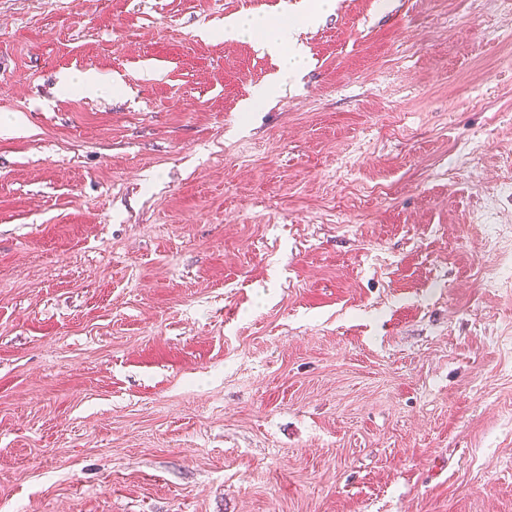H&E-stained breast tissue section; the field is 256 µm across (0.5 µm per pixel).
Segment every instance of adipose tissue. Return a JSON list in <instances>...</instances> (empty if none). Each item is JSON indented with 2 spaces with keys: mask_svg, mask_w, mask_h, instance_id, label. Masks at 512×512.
Instances as JSON below:
<instances>
[{
  "mask_svg": "<svg viewBox=\"0 0 512 512\" xmlns=\"http://www.w3.org/2000/svg\"><path fill=\"white\" fill-rule=\"evenodd\" d=\"M286 29V24L264 18L240 17L225 22L222 35L228 41L260 36L264 50L280 62L277 81L282 84L303 65V55L299 49L289 45Z\"/></svg>",
  "mask_w": 512,
  "mask_h": 512,
  "instance_id": "ef3b65f1",
  "label": "adipose tissue"
}]
</instances>
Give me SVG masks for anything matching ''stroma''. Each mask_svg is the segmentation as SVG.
Returning a JSON list of instances; mask_svg holds the SVG:
<instances>
[{
  "label": "stroma",
  "mask_w": 512,
  "mask_h": 512,
  "mask_svg": "<svg viewBox=\"0 0 512 512\" xmlns=\"http://www.w3.org/2000/svg\"><path fill=\"white\" fill-rule=\"evenodd\" d=\"M306 3L0 0V512H512V0ZM288 24L275 23L264 18L240 17L224 22V40L233 41L261 37V45L266 52L278 58L280 70L277 82L282 84L296 74L303 65V55L299 49L288 44L286 29ZM75 85L94 92H104L107 89L102 78L93 72H85L80 75H63L60 78V87L63 89Z\"/></svg>",
  "instance_id": "obj_1"
}]
</instances>
